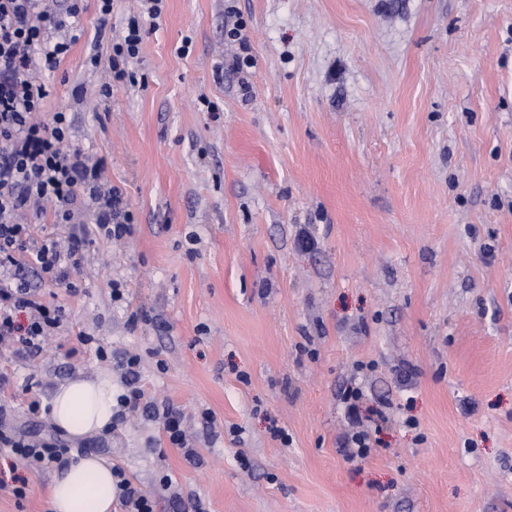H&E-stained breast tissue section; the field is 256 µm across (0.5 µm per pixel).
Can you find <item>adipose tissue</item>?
<instances>
[{
	"instance_id": "ef3b65f1",
	"label": "adipose tissue",
	"mask_w": 512,
	"mask_h": 512,
	"mask_svg": "<svg viewBox=\"0 0 512 512\" xmlns=\"http://www.w3.org/2000/svg\"><path fill=\"white\" fill-rule=\"evenodd\" d=\"M116 388L109 378H74L55 391L51 417L57 427L80 439L112 426ZM111 461L84 455L59 470L50 487L49 512H115Z\"/></svg>"
}]
</instances>
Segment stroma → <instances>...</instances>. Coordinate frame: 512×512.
Masks as SVG:
<instances>
[{
    "label": "stroma",
    "mask_w": 512,
    "mask_h": 512,
    "mask_svg": "<svg viewBox=\"0 0 512 512\" xmlns=\"http://www.w3.org/2000/svg\"><path fill=\"white\" fill-rule=\"evenodd\" d=\"M229 1L255 64L219 78ZM80 23L54 104L135 224L118 245L90 235L77 294L32 277L67 319L40 355L0 347L8 424L49 437L29 403L112 372L98 349L132 350L198 462L143 413L70 446L123 467L155 512H512V0H166L146 87L114 88L102 116L94 7ZM129 305L150 322L129 329ZM369 361L374 446L351 461L340 395ZM0 471L29 482L0 512H47L53 470L2 450Z\"/></svg>",
    "instance_id": "35a3bbf8"
}]
</instances>
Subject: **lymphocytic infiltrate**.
Listing matches in <instances>:
<instances>
[{
  "instance_id": "lymphocytic-infiltrate-1",
  "label": "lymphocytic infiltrate",
  "mask_w": 512,
  "mask_h": 512,
  "mask_svg": "<svg viewBox=\"0 0 512 512\" xmlns=\"http://www.w3.org/2000/svg\"><path fill=\"white\" fill-rule=\"evenodd\" d=\"M85 0H0V344L20 358L44 349L61 328L65 308L44 302L29 282V270L52 285L77 293L86 238L81 227L96 224L107 240L132 232L134 215L124 191L109 184L105 158L75 142L66 111L51 109L55 95L44 71L57 70L80 36ZM165 0H140L118 35L108 37L106 54H92L89 68L106 65L100 88L109 102L116 85L138 84L137 65L146 29L161 25ZM141 358L124 354L116 366L123 394L113 423L139 410ZM363 389L342 394L350 425L340 445L347 459L365 458L372 442L361 410ZM0 447L10 449L30 471L60 462L68 448L55 438L0 428Z\"/></svg>"
}]
</instances>
